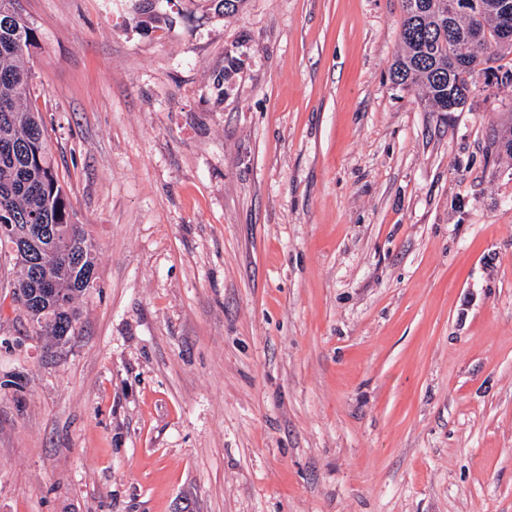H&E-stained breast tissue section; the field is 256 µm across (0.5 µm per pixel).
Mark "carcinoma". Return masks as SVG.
Returning <instances> with one entry per match:
<instances>
[{
  "mask_svg": "<svg viewBox=\"0 0 512 512\" xmlns=\"http://www.w3.org/2000/svg\"><path fill=\"white\" fill-rule=\"evenodd\" d=\"M403 0V54L394 63V84L418 87L433 112L448 107V86L472 92L475 68L494 56L512 52L496 41L500 0H477L479 10L448 18V0H421L422 13L410 11ZM12 0H0V225L23 228L51 224L55 238L44 242L30 259L17 261L15 280L29 279L27 263L47 269L64 291L65 304L35 308L28 313L35 335L56 342L79 319L76 300L91 288L88 274L97 271V255L83 231L75 229L70 199L55 171L47 130L29 100L34 29ZM465 54L468 62L448 74V57Z\"/></svg>",
  "mask_w": 512,
  "mask_h": 512,
  "instance_id": "1",
  "label": "carcinoma"
}]
</instances>
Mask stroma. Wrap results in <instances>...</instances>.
<instances>
[{
	"label": "stroma",
	"mask_w": 512,
	"mask_h": 512,
	"mask_svg": "<svg viewBox=\"0 0 512 512\" xmlns=\"http://www.w3.org/2000/svg\"><path fill=\"white\" fill-rule=\"evenodd\" d=\"M97 254L0 252V512H512V83L396 86L402 0H20Z\"/></svg>",
	"instance_id": "1"
}]
</instances>
